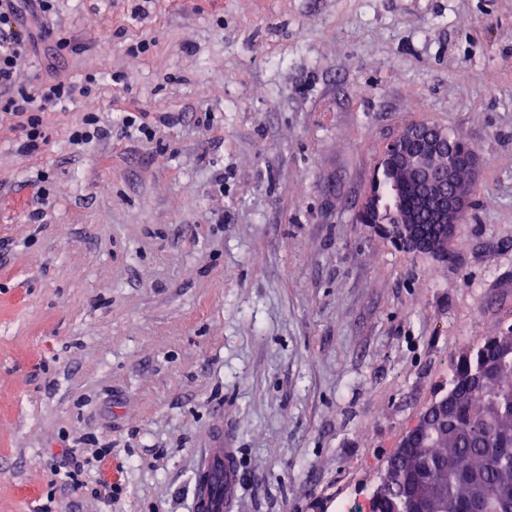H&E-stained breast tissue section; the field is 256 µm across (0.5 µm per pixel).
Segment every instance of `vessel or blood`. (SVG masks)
Here are the masks:
<instances>
[{
  "instance_id": "obj_1",
  "label": "vessel or blood",
  "mask_w": 512,
  "mask_h": 512,
  "mask_svg": "<svg viewBox=\"0 0 512 512\" xmlns=\"http://www.w3.org/2000/svg\"><path fill=\"white\" fill-rule=\"evenodd\" d=\"M239 492L237 449L219 443L204 449L193 495L194 512H235Z\"/></svg>"
}]
</instances>
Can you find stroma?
I'll return each mask as SVG.
<instances>
[{"label":"stroma","mask_w":512,"mask_h":512,"mask_svg":"<svg viewBox=\"0 0 512 512\" xmlns=\"http://www.w3.org/2000/svg\"><path fill=\"white\" fill-rule=\"evenodd\" d=\"M132 3L63 0L69 49L26 72L106 121L181 114L155 143L73 146L77 96L27 154L0 106V512H191L218 438L237 512L365 503L459 355L512 327V0ZM416 120L481 160L444 264L358 219Z\"/></svg>","instance_id":"obj_1"}]
</instances>
